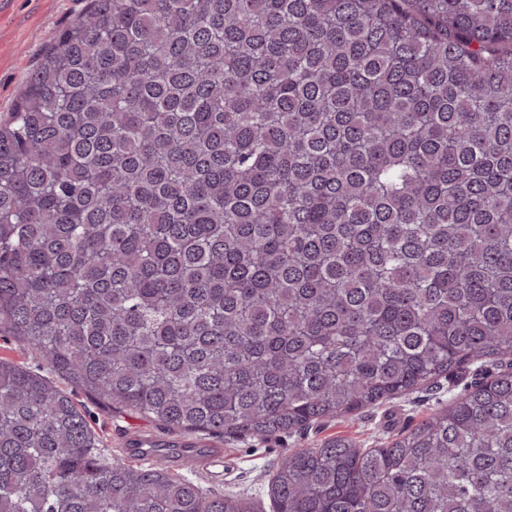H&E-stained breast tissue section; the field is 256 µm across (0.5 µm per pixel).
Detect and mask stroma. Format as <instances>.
<instances>
[{
  "label": "stroma",
  "instance_id": "1",
  "mask_svg": "<svg viewBox=\"0 0 512 512\" xmlns=\"http://www.w3.org/2000/svg\"><path fill=\"white\" fill-rule=\"evenodd\" d=\"M89 0H0V116L10 112L39 62L49 35L80 16ZM480 363H469L452 379L422 389L356 415L324 421L303 434L261 438L253 436L197 437L193 453H185L183 432L140 415L112 408L77 393L81 407L105 456L125 458L124 440L150 433L163 442L149 460L157 469L191 478L204 490L250 499L258 512H271L269 482L277 464L288 454L313 448L331 438H344L360 448H376L411 430L448 403L449 391L474 380ZM224 451L221 463L201 467L199 458L210 449Z\"/></svg>",
  "mask_w": 512,
  "mask_h": 512
}]
</instances>
